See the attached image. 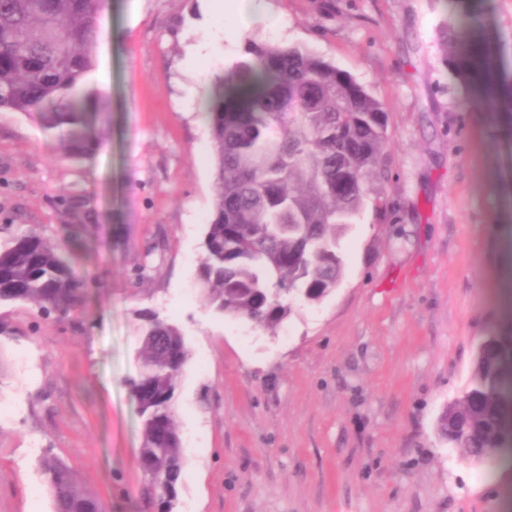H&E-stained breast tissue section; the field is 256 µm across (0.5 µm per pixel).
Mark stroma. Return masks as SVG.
I'll use <instances>...</instances> for the list:
<instances>
[{"instance_id":"35a3bbf8","label":"stroma","mask_w":512,"mask_h":512,"mask_svg":"<svg viewBox=\"0 0 512 512\" xmlns=\"http://www.w3.org/2000/svg\"><path fill=\"white\" fill-rule=\"evenodd\" d=\"M250 39L307 47L388 113L383 200L341 242L345 273L276 334L217 312L198 283L214 209L202 113L244 55L204 0H109L82 82L96 139L0 111V240L88 226L74 313L0 306V512H53L42 457L107 512H151L137 462L140 312L178 325L176 512H512V451L462 460L438 420L489 335L512 343V0H268ZM468 26L501 73L479 94L450 40ZM209 39L195 68L189 43Z\"/></svg>"}]
</instances>
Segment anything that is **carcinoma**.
<instances>
[{
  "label": "carcinoma",
  "mask_w": 512,
  "mask_h": 512,
  "mask_svg": "<svg viewBox=\"0 0 512 512\" xmlns=\"http://www.w3.org/2000/svg\"><path fill=\"white\" fill-rule=\"evenodd\" d=\"M107 0H0V110L69 129L64 155L88 146L81 81L93 64ZM453 42L476 61L483 47ZM204 114L216 159L215 206L198 276L209 303L275 331L299 300L316 303L343 278L340 240L384 178L387 112L346 71L306 47L249 41L215 78ZM84 278L71 240L25 231L0 244V304L68 313ZM141 371L131 382L141 419L138 464L149 503H174L183 448L174 423L176 379L188 353L174 324L141 314ZM439 435L468 460L512 448V346L480 343L469 385L439 419ZM54 512H99L68 465L43 462Z\"/></svg>",
  "instance_id": "obj_1"
}]
</instances>
